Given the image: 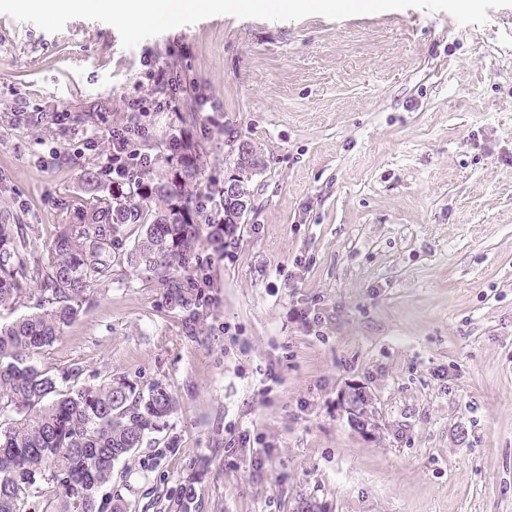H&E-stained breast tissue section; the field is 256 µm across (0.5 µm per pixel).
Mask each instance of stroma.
<instances>
[{
    "mask_svg": "<svg viewBox=\"0 0 512 512\" xmlns=\"http://www.w3.org/2000/svg\"><path fill=\"white\" fill-rule=\"evenodd\" d=\"M487 14L217 15L131 49L103 22L0 14V219L48 242L108 195L93 152L55 151L81 146L88 113L158 94L160 68L199 86L198 189L223 182L228 137L265 160L230 244L201 230L194 328L118 266L38 359L177 400L104 506L170 512L189 482L193 512H512V7ZM347 405L351 418L356 425L364 428L372 425L374 420L373 399L360 388H353L347 393Z\"/></svg>",
    "mask_w": 512,
    "mask_h": 512,
    "instance_id": "obj_1",
    "label": "stroma"
}]
</instances>
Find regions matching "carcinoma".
I'll list each match as a JSON object with an SVG mask.
<instances>
[{
	"instance_id": "1",
	"label": "carcinoma",
	"mask_w": 512,
	"mask_h": 512,
	"mask_svg": "<svg viewBox=\"0 0 512 512\" xmlns=\"http://www.w3.org/2000/svg\"><path fill=\"white\" fill-rule=\"evenodd\" d=\"M157 175L112 188L110 197L73 208L55 238L40 243L32 224H0V310L38 294V310L0 325V512H100L99 489L113 468L159 431L177 408L161 383L126 377L63 387L38 356L82 311L85 294L127 264L166 289L171 303L196 320L200 295L191 287L200 239L190 187L200 176L199 146L173 153L196 113L176 114ZM162 205L152 209L149 201ZM194 492L180 488L174 512H191Z\"/></svg>"
}]
</instances>
